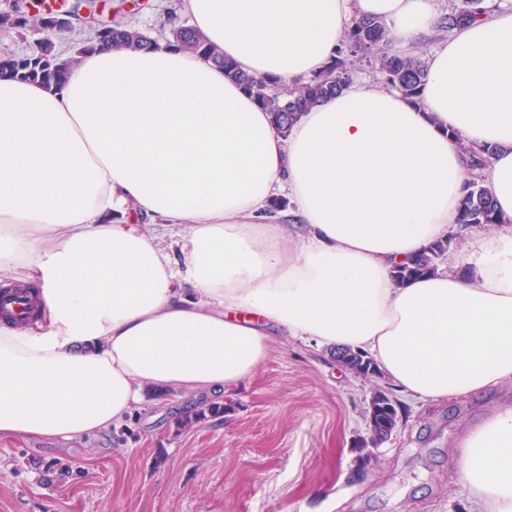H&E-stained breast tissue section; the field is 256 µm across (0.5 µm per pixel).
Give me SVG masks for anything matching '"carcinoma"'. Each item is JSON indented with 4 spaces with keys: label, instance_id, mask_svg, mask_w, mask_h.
Listing matches in <instances>:
<instances>
[{
    "label": "carcinoma",
    "instance_id": "obj_1",
    "mask_svg": "<svg viewBox=\"0 0 512 512\" xmlns=\"http://www.w3.org/2000/svg\"><path fill=\"white\" fill-rule=\"evenodd\" d=\"M491 7L485 0H450L448 8L437 19L435 29L442 34L488 16ZM54 10L40 8L34 13L19 8L0 13V26L25 28L31 26L47 34L30 52L0 58V76L38 81L46 87H60L80 57L87 51L99 47L98 42L88 39L77 43L73 52L65 56L56 49L49 30L48 15ZM121 9L114 10L112 19L106 20L94 30L104 35L107 47L112 49H150L156 41L147 35L126 27L120 19ZM167 46L189 51L219 62L224 75L240 83L256 102L270 113L276 130L285 135L297 122L302 112L314 108L324 99L342 91L352 80L353 73L361 68L371 69L375 81L388 90L401 93L410 103L422 104V91L427 77L426 59L417 46L399 52L393 48V37L389 29L372 18H354L344 31L336 56L325 70L304 80L287 83L274 77H255L239 71L233 61L221 56L194 28L176 26ZM467 158L471 178L465 187L460 203V219L457 231L433 243L423 253L396 266L393 280L402 284L408 280L431 274L438 269V261L454 247L460 248L468 229L484 225L493 227L504 223L496 211L489 187L481 172L493 155L489 147L474 148L460 144ZM344 367L357 377L369 378L380 374L372 358L360 350H346ZM369 420L376 423L375 431L389 438L399 423V414L389 393L378 390L369 405Z\"/></svg>",
    "mask_w": 512,
    "mask_h": 512
}]
</instances>
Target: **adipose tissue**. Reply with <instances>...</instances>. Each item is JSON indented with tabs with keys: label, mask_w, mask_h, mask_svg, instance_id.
I'll return each instance as SVG.
<instances>
[{
	"label": "adipose tissue",
	"mask_w": 512,
	"mask_h": 512,
	"mask_svg": "<svg viewBox=\"0 0 512 512\" xmlns=\"http://www.w3.org/2000/svg\"><path fill=\"white\" fill-rule=\"evenodd\" d=\"M253 76L320 72L352 18L402 47L437 0H183ZM505 224L453 272L395 284L456 227L461 144ZM307 233L287 244L274 198ZM0 282L35 283V327L0 321V437L72 440L122 424L144 389L221 395L280 327L369 352L405 395L512 381V12L454 30L422 108L354 81L288 134L222 67L158 44L86 53L63 87L0 78ZM470 512H512V404L460 438Z\"/></svg>",
	"instance_id": "adipose-tissue-1"
}]
</instances>
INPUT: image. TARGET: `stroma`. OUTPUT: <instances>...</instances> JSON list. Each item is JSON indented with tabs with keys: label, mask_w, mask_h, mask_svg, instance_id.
I'll return each mask as SVG.
<instances>
[{
	"label": "stroma",
	"mask_w": 512,
	"mask_h": 512,
	"mask_svg": "<svg viewBox=\"0 0 512 512\" xmlns=\"http://www.w3.org/2000/svg\"><path fill=\"white\" fill-rule=\"evenodd\" d=\"M123 21L164 41L182 0H149ZM401 417L359 472L375 391ZM224 414L181 426L192 399L146 393L128 420L71 441L0 438V512H468L450 466L462 433L512 384L448 402L411 399L383 375L354 376L333 351L276 333L266 359L228 386Z\"/></svg>",
	"instance_id": "stroma-1"
}]
</instances>
